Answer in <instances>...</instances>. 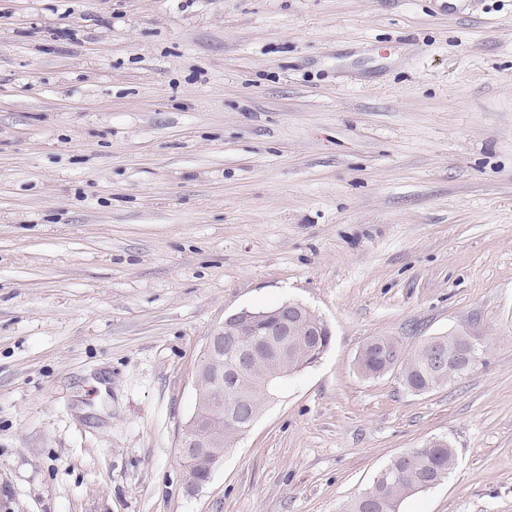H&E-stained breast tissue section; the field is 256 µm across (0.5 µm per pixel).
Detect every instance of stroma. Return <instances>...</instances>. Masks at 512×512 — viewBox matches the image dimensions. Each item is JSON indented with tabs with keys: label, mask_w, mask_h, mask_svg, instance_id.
Masks as SVG:
<instances>
[{
	"label": "stroma",
	"mask_w": 512,
	"mask_h": 512,
	"mask_svg": "<svg viewBox=\"0 0 512 512\" xmlns=\"http://www.w3.org/2000/svg\"><path fill=\"white\" fill-rule=\"evenodd\" d=\"M286 301L329 348L188 491L208 336ZM434 437L399 512H512V0H0V512H344ZM458 331L461 336H455L454 331L446 334L432 336L448 353V346L452 348V359L447 360L446 352L437 347H430V355L427 349L417 346L414 349H406L399 339L393 336L374 337L378 345L374 350L358 352L356 358L357 369L365 377H378L390 371H395L399 366L398 374L404 386L415 391L426 393L437 388L447 386L458 381L472 368L466 370L469 364L470 348L462 336H470L472 359L478 361L485 351L487 338L477 330L465 325ZM465 333V334H464ZM373 338V339H374ZM431 336L423 340L427 345L432 344ZM387 341L392 343L387 344ZM431 359L435 365L430 361ZM363 359L364 368H359V362ZM447 361V363H446ZM446 363V364H445ZM445 364L443 367L442 365ZM432 438L428 444L410 448L411 456H397L380 470L368 488L348 504L347 512H399L404 498L433 487L448 476L455 457L448 443Z\"/></svg>",
	"instance_id": "obj_1"
}]
</instances>
